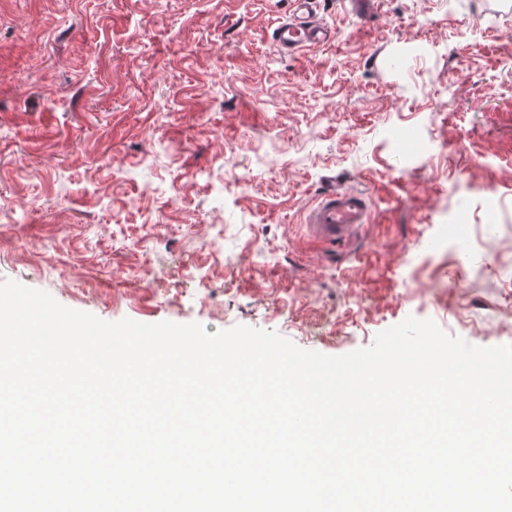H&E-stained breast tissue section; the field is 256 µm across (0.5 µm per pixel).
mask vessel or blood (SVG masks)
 <instances>
[{
    "instance_id": "1",
    "label": "vessel or blood",
    "mask_w": 512,
    "mask_h": 512,
    "mask_svg": "<svg viewBox=\"0 0 512 512\" xmlns=\"http://www.w3.org/2000/svg\"><path fill=\"white\" fill-rule=\"evenodd\" d=\"M282 54L293 56L322 47L334 39L323 21L319 0H291V10L272 31ZM370 222V200L358 188H335L309 210L306 226L316 240L336 250L351 246Z\"/></svg>"
}]
</instances>
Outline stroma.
<instances>
[{
  "label": "stroma",
  "mask_w": 512,
  "mask_h": 512,
  "mask_svg": "<svg viewBox=\"0 0 512 512\" xmlns=\"http://www.w3.org/2000/svg\"><path fill=\"white\" fill-rule=\"evenodd\" d=\"M289 9L0 0V281L328 355L409 316L512 345V0H321L295 57ZM341 186L372 216L334 253L304 217ZM289 15L272 31L279 51L294 56L306 50L322 47L334 40V31L323 21L319 0H291Z\"/></svg>",
  "instance_id": "1"
}]
</instances>
